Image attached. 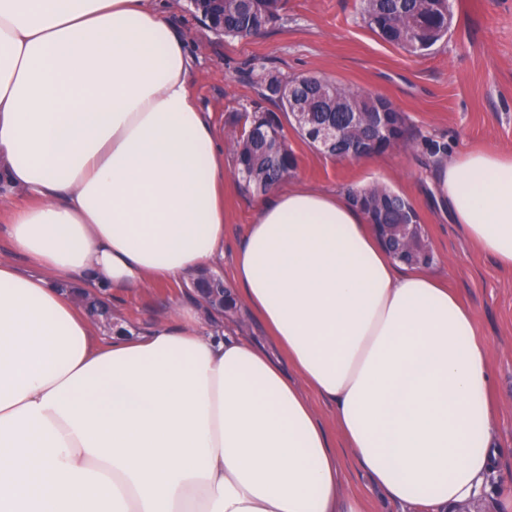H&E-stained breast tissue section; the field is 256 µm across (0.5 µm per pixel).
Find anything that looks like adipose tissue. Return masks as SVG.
Masks as SVG:
<instances>
[{
	"label": "adipose tissue",
	"instance_id": "obj_1",
	"mask_svg": "<svg viewBox=\"0 0 512 512\" xmlns=\"http://www.w3.org/2000/svg\"><path fill=\"white\" fill-rule=\"evenodd\" d=\"M154 0H0V512H366L308 400L398 512H455L499 455L471 307L394 260L347 194L275 189L234 256L272 357L190 307L97 335L60 290L171 283L224 253V142ZM434 198L512 269V154ZM20 192L24 200L9 204Z\"/></svg>",
	"mask_w": 512,
	"mask_h": 512
}]
</instances>
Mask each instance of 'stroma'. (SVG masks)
<instances>
[{
  "instance_id": "35a3bbf8",
  "label": "stroma",
  "mask_w": 512,
  "mask_h": 512,
  "mask_svg": "<svg viewBox=\"0 0 512 512\" xmlns=\"http://www.w3.org/2000/svg\"><path fill=\"white\" fill-rule=\"evenodd\" d=\"M450 3L453 24L447 38L419 56L374 33L361 0H286L282 19L248 40L211 32L191 0H162V7L190 39L195 59L191 91L199 107L211 112L218 131H225L233 113L259 104L252 80L263 68L319 76L378 94L403 113L411 138L357 161L327 157L289 135L298 168L287 183L343 192L383 184L416 209L434 257L431 271L473 309L476 335L490 346L501 456L482 497L463 512H506L512 499V269L500 267L492 254L466 238L460 225L449 222L430 182L438 156L479 148L512 151V0ZM255 200L238 182L224 198V258L210 271L225 283L233 281L234 254L254 219ZM186 302L197 304L202 317L213 313L187 277L109 300L118 323L136 332L170 319ZM307 396L335 436L331 404L315 391ZM334 444L345 492L361 498L368 512H386L387 503L351 450L336 436Z\"/></svg>"
}]
</instances>
